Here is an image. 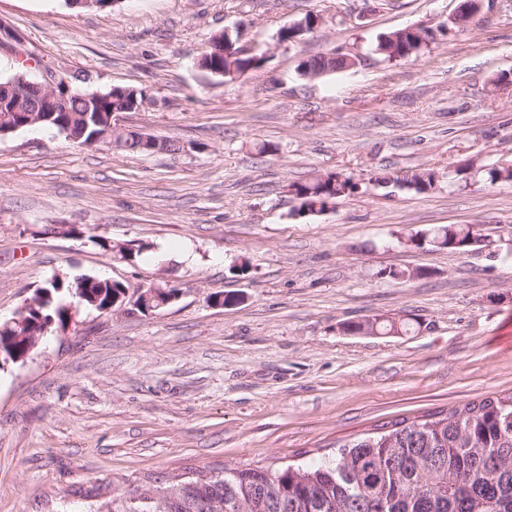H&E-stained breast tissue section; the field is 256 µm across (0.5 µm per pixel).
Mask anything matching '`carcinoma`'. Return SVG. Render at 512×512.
I'll return each mask as SVG.
<instances>
[{"instance_id":"carcinoma-1","label":"carcinoma","mask_w":512,"mask_h":512,"mask_svg":"<svg viewBox=\"0 0 512 512\" xmlns=\"http://www.w3.org/2000/svg\"><path fill=\"white\" fill-rule=\"evenodd\" d=\"M427 37L425 30L418 34L401 29L384 35L376 49L390 61L407 59L420 52ZM226 42L236 39L223 31L210 37L202 67L226 68V59L214 53ZM354 58L356 55L345 51L314 57L303 65L314 75H324L351 67ZM264 63L262 52L236 59L242 74ZM106 116L105 112L87 111L85 99L76 95L70 99L69 111L58 112L40 125L88 147L99 129L97 123L105 122ZM25 120L27 117L10 111V104L0 98L1 131L12 134ZM115 146L128 153L148 152L134 133L116 134ZM439 178V172L423 169L403 177H386L382 183L424 192ZM359 187L353 177L330 172L295 182L290 190L298 202L296 213L301 215L321 212L336 198ZM468 238L467 227L451 225L410 235L418 247L430 241L459 252L474 248ZM90 239L127 260L141 252L99 235ZM125 290L120 282L96 276H82L72 282L55 277L31 298L36 307L28 313L30 324L23 328L0 324V336L13 338L14 353L23 354L31 346L26 334L39 315L52 319L55 327H63L69 320V308L58 299L59 293L65 291L101 311ZM198 487L201 493L224 499V512H512V394L485 397L421 420H393L383 430L338 448L332 463L280 468L249 465L204 476ZM166 493L165 488L138 487L106 512H160L158 500Z\"/></svg>"}]
</instances>
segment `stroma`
I'll return each instance as SVG.
<instances>
[{
  "label": "stroma",
  "instance_id": "35a3bbf8",
  "mask_svg": "<svg viewBox=\"0 0 512 512\" xmlns=\"http://www.w3.org/2000/svg\"><path fill=\"white\" fill-rule=\"evenodd\" d=\"M0 0L22 54L0 81L52 71L77 91L142 90L122 125L180 152L80 147L31 128L0 138V321L52 277L100 275L179 296L152 313L75 305L24 363L0 370V512H95L136 487L246 464H319L390 421L512 393V0ZM297 44L278 32L306 14ZM431 37L413 57L391 31ZM264 53L238 78L201 69L216 31ZM360 64L321 78L301 61ZM441 175L416 192L377 178ZM336 172L361 187L298 216L292 183ZM480 225L465 253L407 238ZM141 246L126 261L89 234ZM410 270L408 280L386 277ZM237 303H215L218 294ZM374 318L405 333L351 334ZM421 34L412 33L405 29L390 32L384 35L378 42L376 50L389 61L407 59L417 55L426 45L428 33L420 29Z\"/></svg>",
  "mask_w": 512,
  "mask_h": 512
}]
</instances>
